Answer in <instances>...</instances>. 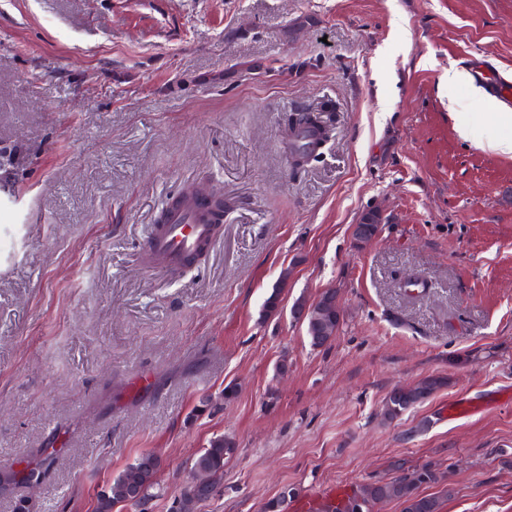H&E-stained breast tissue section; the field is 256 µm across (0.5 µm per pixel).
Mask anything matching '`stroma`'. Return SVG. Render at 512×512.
Instances as JSON below:
<instances>
[{
    "instance_id": "35a3bbf8",
    "label": "stroma",
    "mask_w": 512,
    "mask_h": 512,
    "mask_svg": "<svg viewBox=\"0 0 512 512\" xmlns=\"http://www.w3.org/2000/svg\"><path fill=\"white\" fill-rule=\"evenodd\" d=\"M477 66L512 80V0H0V467L59 450L0 512H96L145 453L156 495L123 512H175L220 435L237 451L195 512L285 485L315 512L429 461L441 512H512V154L485 141L512 123L445 81ZM299 110L332 132L294 173ZM189 187L224 223L172 275L147 242ZM329 288L343 321L314 348L293 310ZM429 375L447 386L382 422ZM383 223L382 215L378 211H368L354 224L353 237L357 245H364L368 241L376 238L381 232V224ZM367 224H373L370 227Z\"/></svg>"
}]
</instances>
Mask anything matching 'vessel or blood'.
Here are the masks:
<instances>
[{
    "label": "vessel or blood",
    "mask_w": 512,
    "mask_h": 512,
    "mask_svg": "<svg viewBox=\"0 0 512 512\" xmlns=\"http://www.w3.org/2000/svg\"><path fill=\"white\" fill-rule=\"evenodd\" d=\"M166 220L157 225L151 238L153 262L164 269L177 268L180 262L211 241L208 213L201 200L186 198L169 205Z\"/></svg>",
    "instance_id": "1"
}]
</instances>
